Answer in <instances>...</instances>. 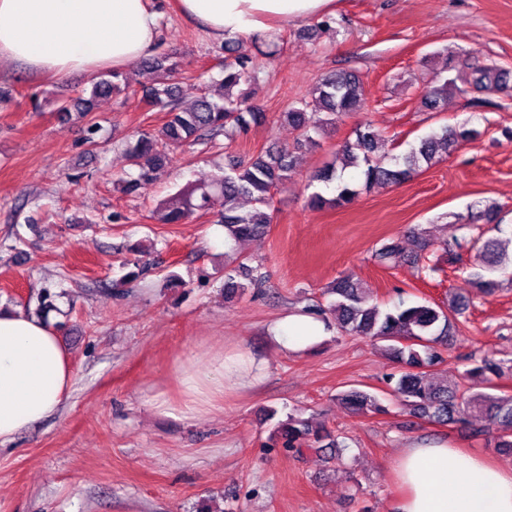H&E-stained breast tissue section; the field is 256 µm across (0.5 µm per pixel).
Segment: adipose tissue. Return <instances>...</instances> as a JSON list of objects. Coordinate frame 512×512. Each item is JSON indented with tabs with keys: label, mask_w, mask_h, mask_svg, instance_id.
<instances>
[{
	"label": "adipose tissue",
	"mask_w": 512,
	"mask_h": 512,
	"mask_svg": "<svg viewBox=\"0 0 512 512\" xmlns=\"http://www.w3.org/2000/svg\"><path fill=\"white\" fill-rule=\"evenodd\" d=\"M335 0H179L184 16L211 38H246L282 22L331 13ZM159 15L149 0H0V63L65 76L122 70L148 56ZM326 334L324 324L289 314L268 328L287 352ZM266 367L239 341L209 348L202 357L176 361L171 375L180 391L151 398L155 410L185 418L210 411L226 395L257 386ZM74 369L56 329L43 319L0 309V445L53 416L69 398ZM393 469L407 493L398 512H512V470L477 454L451 455L443 444L402 449Z\"/></svg>",
	"instance_id": "obj_1"
}]
</instances>
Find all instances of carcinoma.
<instances>
[{"label":"carcinoma","mask_w":512,"mask_h":512,"mask_svg":"<svg viewBox=\"0 0 512 512\" xmlns=\"http://www.w3.org/2000/svg\"><path fill=\"white\" fill-rule=\"evenodd\" d=\"M253 43L254 55L242 51L243 43L238 40L224 42V93L217 100L201 92L195 96L192 107L182 108L178 103L180 88L177 86L163 84L146 92L143 100L165 113V121L154 131L137 133L126 144V153L138 170L135 178L118 179L126 192H133L142 180L153 179L171 162L172 154L221 133L230 138L264 120L259 101L248 92L234 93V88L253 79L257 56L270 59L278 51L273 37L256 34ZM448 71L455 75L436 78L426 90L425 103L432 109L440 108L448 92L458 89L460 82L479 93L508 88L509 71L495 65L465 64L460 69L450 66ZM132 83L130 75L114 72L112 78L93 83L90 98L59 100L58 111L90 112L93 98L127 92ZM366 106L367 94L359 75L341 70L322 76L297 105L281 113V117L297 132V141L314 145L317 143L314 135L336 125L345 116L363 111ZM353 135L354 139L345 141L338 149L341 167L331 165L312 176V180L318 182L338 181L337 194L328 199L316 192L310 198L311 206L344 207L353 203L361 191L376 184H401L437 158L451 155L461 142L475 137L478 131L464 125L442 126L410 145L406 152L389 158L388 163L386 156H374L382 134L372 124L357 125ZM293 163L292 152L282 147H270L247 158L231 157L210 183L185 186L170 200L159 204L153 215L162 224H178L199 212L211 216L214 223L224 225L227 239L259 237L273 223V191L291 178ZM242 198L250 200V209L239 210L238 201ZM407 238L411 241L408 257L414 264L434 246L419 232L411 231ZM511 244L512 238L473 242L480 270L471 273L470 280L477 292L491 294L499 286V281L484 275L486 271L512 278ZM402 252L403 246L396 240L376 249L373 258L378 264L389 266ZM259 284V279L251 278L246 285L229 275L224 280V295L232 298L243 294L248 286ZM326 293L333 297L328 312L334 314L340 331L384 343L382 350L399 367L388 377L393 383L392 393L407 406L412 416L439 424H465L476 414L484 420V425L475 433L488 436L497 450L512 453V394L495 393V381L511 373L512 366L486 355L466 369L459 381H439L431 373L432 367L443 362L442 350L452 337L451 317L463 314L468 304L453 300L446 307L399 305L385 311L372 302L371 289L353 274L336 277L326 287ZM336 400L357 415L376 416L387 412L377 395L354 387L338 393ZM275 432L282 447L291 450L339 447L326 428L313 426L312 420L299 414L288 415L278 423Z\"/></svg>","instance_id":"obj_1"}]
</instances>
